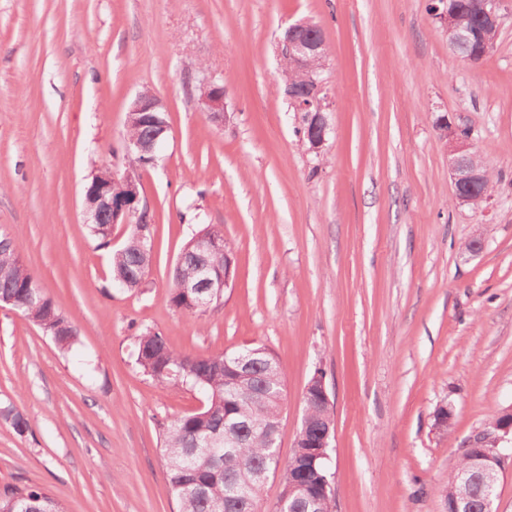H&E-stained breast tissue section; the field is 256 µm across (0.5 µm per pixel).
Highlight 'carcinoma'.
<instances>
[{"instance_id":"obj_1","label":"carcinoma","mask_w":512,"mask_h":512,"mask_svg":"<svg viewBox=\"0 0 512 512\" xmlns=\"http://www.w3.org/2000/svg\"><path fill=\"white\" fill-rule=\"evenodd\" d=\"M473 0H450L448 11L456 26L474 34L455 49L471 65L494 49L498 33L483 26L472 8ZM186 258L172 271L170 303L194 316L205 310L197 296L180 286L196 277L197 258L192 242L183 248ZM153 251L130 233L112 252V282L134 290L145 280ZM0 296L12 298L10 307L50 336L65 352L78 340V330L24 266L14 240L0 234ZM251 362V376L234 386L224 383V370L240 357ZM136 363L161 385L188 384L203 394L198 412L158 423L166 477L179 512H259L265 483L279 475L282 491L273 512H311L308 500L289 491L298 482L318 483L330 472L327 461L311 464L292 449L281 460L278 430L286 398L283 367L277 355L263 345L230 352L193 355L178 351L158 331L147 329L136 338ZM311 419L307 436L326 418L322 407L304 402ZM0 421L22 435L28 420L9 399L0 400ZM0 512H64L62 504L45 489L13 484L0 490Z\"/></svg>"}]
</instances>
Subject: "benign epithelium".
Here are the masks:
<instances>
[{
	"instance_id": "obj_1",
	"label": "benign epithelium",
	"mask_w": 512,
	"mask_h": 512,
	"mask_svg": "<svg viewBox=\"0 0 512 512\" xmlns=\"http://www.w3.org/2000/svg\"><path fill=\"white\" fill-rule=\"evenodd\" d=\"M502 2L500 0H484L483 22L495 28H500L502 21ZM314 25L309 22H297L288 27L285 38L279 45L280 55L288 58L292 67L303 73L302 82L287 89L286 96L300 116H305L306 139L309 141L308 152L321 155L327 142L329 123L326 112L329 104L326 98L319 97L324 92L323 81L317 70L310 68L314 58H327L328 52L324 39L319 38L309 30ZM201 103L210 118L223 122L226 112L224 102V85L207 82L200 88ZM165 111L161 99L150 89L137 93L132 100L126 122H135L148 132L140 138L126 141V151L134 152L157 164L156 147L167 136L169 123L159 117ZM440 129L447 133L448 139L454 142V148L449 152V173L452 180L453 195L461 205H469L473 200L475 188L484 184L486 172L480 166L472 163L474 143L469 138H462L457 131H448V120L440 122ZM96 176L100 181L86 188L85 213L87 223L105 224L109 227L107 235H112L110 227L116 224H129L134 227L143 241L149 240L147 228L140 225V213L147 211V203L141 197L140 175L135 170L123 174L106 167L99 170ZM196 254L204 259L197 268V278L192 283H185V291L206 295L204 308H209L214 301L222 300L224 288L229 286V280L217 275L206 259L218 250L217 241L205 235H199L195 240ZM334 432V423L327 421L317 430V439L305 445L302 453L315 459L329 458L328 448ZM512 442V419L507 423L490 430L485 428L472 436L467 447L473 449L470 456V471L463 478L467 493L453 503L451 512H473L472 502L480 500L481 512H497L494 508L496 488L499 473L504 463L502 443Z\"/></svg>"
}]
</instances>
